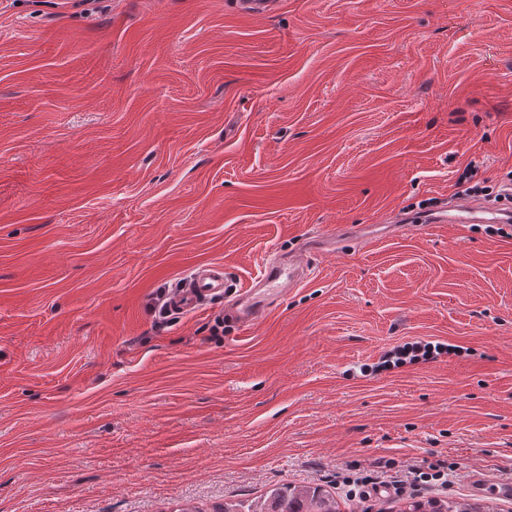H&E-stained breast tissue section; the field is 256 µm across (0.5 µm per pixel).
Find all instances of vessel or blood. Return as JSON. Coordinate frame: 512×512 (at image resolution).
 Here are the masks:
<instances>
[{
    "label": "vessel or blood",
    "mask_w": 512,
    "mask_h": 512,
    "mask_svg": "<svg viewBox=\"0 0 512 512\" xmlns=\"http://www.w3.org/2000/svg\"><path fill=\"white\" fill-rule=\"evenodd\" d=\"M422 221L426 224H501L512 221V212L474 203L462 207L443 205L424 215ZM306 276V267L297 264L293 256H273L266 262L261 275L233 301L237 317L246 325L263 321L275 304L301 284ZM229 279L230 273L224 264L199 265L192 271L187 284L170 296L169 306L181 313L193 311L226 294ZM469 482L476 493L490 491L503 498L512 497V477L490 480L475 473Z\"/></svg>",
    "instance_id": "vessel-or-blood-1"
}]
</instances>
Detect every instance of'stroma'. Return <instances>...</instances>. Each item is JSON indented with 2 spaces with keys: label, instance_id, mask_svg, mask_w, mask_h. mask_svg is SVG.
<instances>
[{
  "label": "stroma",
  "instance_id": "stroma-1",
  "mask_svg": "<svg viewBox=\"0 0 512 512\" xmlns=\"http://www.w3.org/2000/svg\"><path fill=\"white\" fill-rule=\"evenodd\" d=\"M470 165L512 172V0H0V512L286 482L512 512L468 479L512 476V223H392ZM343 225L363 244L302 250ZM276 251L312 276L257 326L217 299L155 328L196 266L236 291ZM417 340L448 352L383 366ZM405 478V481L400 483L402 485L408 484L410 487H414L418 483L429 484L440 480H442V483H446L448 481V464L446 465L444 461L440 460L436 462L424 461L421 466L409 468Z\"/></svg>",
  "mask_w": 512,
  "mask_h": 512
}]
</instances>
